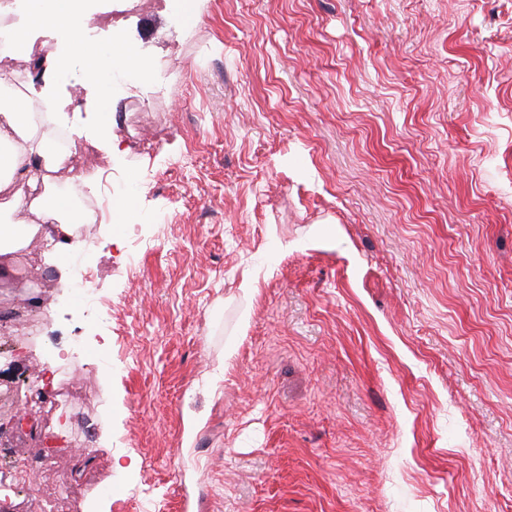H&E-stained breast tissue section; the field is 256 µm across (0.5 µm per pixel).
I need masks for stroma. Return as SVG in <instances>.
<instances>
[{
  "label": "stroma",
  "mask_w": 512,
  "mask_h": 512,
  "mask_svg": "<svg viewBox=\"0 0 512 512\" xmlns=\"http://www.w3.org/2000/svg\"><path fill=\"white\" fill-rule=\"evenodd\" d=\"M200 2L100 0L134 89L16 60L129 206L0 256V512H512V0Z\"/></svg>",
  "instance_id": "1"
}]
</instances>
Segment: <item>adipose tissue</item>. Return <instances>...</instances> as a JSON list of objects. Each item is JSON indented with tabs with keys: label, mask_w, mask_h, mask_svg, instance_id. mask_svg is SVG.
Instances as JSON below:
<instances>
[{
	"label": "adipose tissue",
	"mask_w": 512,
	"mask_h": 512,
	"mask_svg": "<svg viewBox=\"0 0 512 512\" xmlns=\"http://www.w3.org/2000/svg\"><path fill=\"white\" fill-rule=\"evenodd\" d=\"M75 15L73 0H33L26 20L14 31L16 53L31 50V28L52 23L79 31L81 24ZM116 52L132 66L144 68L137 47L121 41L115 42L109 52L78 47L74 58L57 57L54 66L61 72L76 59L83 65L85 78L99 79L110 69ZM28 117L27 110L19 106L0 112V147L8 150L0 157V210L11 217L9 223L0 225V255L23 248L38 233L62 253L72 236L68 196L48 201L43 193L49 172L66 169L68 158L56 150L52 136L29 131Z\"/></svg>",
	"instance_id": "ef3b65f1"
}]
</instances>
